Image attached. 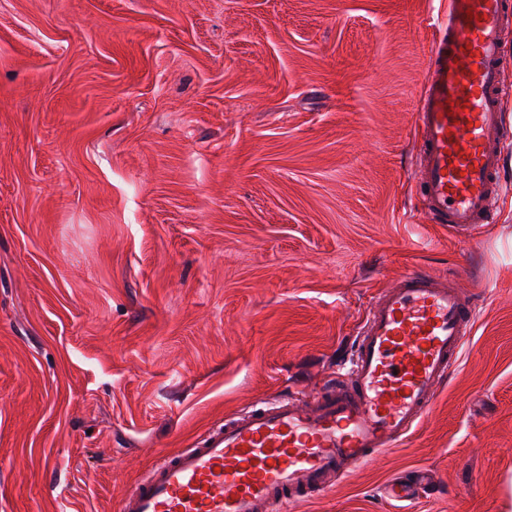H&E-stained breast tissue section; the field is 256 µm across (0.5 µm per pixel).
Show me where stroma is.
Segmentation results:
<instances>
[{
	"instance_id": "1",
	"label": "stroma",
	"mask_w": 512,
	"mask_h": 512,
	"mask_svg": "<svg viewBox=\"0 0 512 512\" xmlns=\"http://www.w3.org/2000/svg\"><path fill=\"white\" fill-rule=\"evenodd\" d=\"M447 3L0 0V512H119L218 424L309 403L413 267L477 296L461 365L288 512H512V164L466 238L412 175ZM432 483V477L427 471H418L412 480L398 478L386 488L389 498L396 501H408L413 499L418 490Z\"/></svg>"
}]
</instances>
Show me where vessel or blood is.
Instances as JSON below:
<instances>
[{
  "mask_svg": "<svg viewBox=\"0 0 512 512\" xmlns=\"http://www.w3.org/2000/svg\"><path fill=\"white\" fill-rule=\"evenodd\" d=\"M512 0H448L415 114L414 177L428 222L464 233L494 220L502 184L504 56ZM475 301L450 277L400 274L368 314L348 365L308 406L267 402L193 448L156 462L119 512H286L393 448L430 411L458 366ZM428 472L386 488L413 499Z\"/></svg>",
  "mask_w": 512,
  "mask_h": 512,
  "instance_id": "b4317fda",
  "label": "vessel or blood"
}]
</instances>
